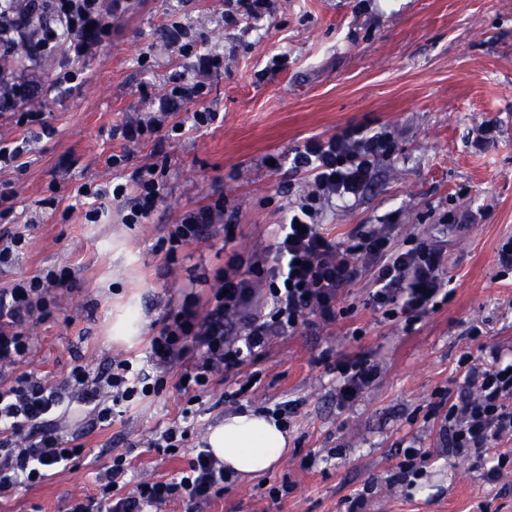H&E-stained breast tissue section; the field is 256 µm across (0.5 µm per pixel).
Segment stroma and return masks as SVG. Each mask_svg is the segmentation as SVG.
Wrapping results in <instances>:
<instances>
[{
  "instance_id": "obj_1",
  "label": "stroma",
  "mask_w": 512,
  "mask_h": 512,
  "mask_svg": "<svg viewBox=\"0 0 512 512\" xmlns=\"http://www.w3.org/2000/svg\"><path fill=\"white\" fill-rule=\"evenodd\" d=\"M176 21L199 53L224 57L206 97L221 118L132 147L133 168L168 157V195L145 223H125L116 201L99 223H88L73 192L111 179L107 160L122 142L109 130L150 111L151 95L182 71L181 47L167 33ZM278 54L288 65L275 72ZM35 66L43 77L33 103L56 133L31 132L23 170L0 171V182L17 191L15 223L33 225L0 287L66 266L78 289L59 291L53 316L31 328L37 352L0 369V382L22 371L56 383L75 364L95 368L141 353L184 293L210 297L231 253L266 254L307 190L290 157L309 138L346 128L391 134L394 148L376 161L359 197L324 211L326 233L343 241L359 225L385 224L399 246L412 235L441 242L448 299L407 331L373 311L368 281L360 279L344 301L349 314L273 334L239 374L199 393L194 433L178 457L146 446L187 405L172 371L157 396L112 425L85 430L84 455L72 468L0 495V512H70L77 499L100 497L97 474L119 454L130 464L122 495L144 480L179 479L225 415L289 400L300 407L278 466L235 482L209 504L182 498L159 512H512V472L496 482L484 477L494 452L448 456L439 440L440 403L460 389L461 356L482 364L496 345L512 358V271L496 263L512 237V0H272L270 16L247 30L225 19L224 0H128L111 41L84 61L78 86L52 91L55 60ZM483 125L492 130L486 140L478 136ZM220 196L223 228L167 259V225ZM50 197L57 211L44 206ZM129 310L141 318L139 331L117 338ZM360 354L380 375L356 404L339 409L336 363ZM251 374L256 386L240 392ZM410 445L428 454L412 485L395 478L400 450ZM310 453L317 463L306 471L300 462ZM286 481L294 491L273 498L271 489Z\"/></svg>"
}]
</instances>
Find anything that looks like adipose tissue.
I'll use <instances>...</instances> for the list:
<instances>
[{"label": "adipose tissue", "instance_id": "ef3b65f1", "mask_svg": "<svg viewBox=\"0 0 512 512\" xmlns=\"http://www.w3.org/2000/svg\"><path fill=\"white\" fill-rule=\"evenodd\" d=\"M212 453L238 477L249 479L272 470L288 454V431L274 419L249 411L225 416L211 428Z\"/></svg>", "mask_w": 512, "mask_h": 512}]
</instances>
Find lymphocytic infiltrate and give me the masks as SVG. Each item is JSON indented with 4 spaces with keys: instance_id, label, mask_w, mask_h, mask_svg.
Listing matches in <instances>:
<instances>
[{
    "instance_id": "1",
    "label": "lymphocytic infiltrate",
    "mask_w": 512,
    "mask_h": 512,
    "mask_svg": "<svg viewBox=\"0 0 512 512\" xmlns=\"http://www.w3.org/2000/svg\"><path fill=\"white\" fill-rule=\"evenodd\" d=\"M124 8L125 0H0V50L12 51L29 27H38L41 54L58 62L54 87L71 90L78 84L84 59L109 40L112 19ZM29 85L27 69H0L5 89L0 111L13 112L18 130L13 139H0V164L17 170L28 152L25 130L38 124L43 135L55 133L45 125L40 109L17 107L18 96L27 94ZM205 95L203 82L173 79L155 99V115L113 127V137L122 139L126 149L108 159L115 182H89L78 192L88 222L99 221L107 199L126 203L125 223L140 224L148 218L163 200L166 184L150 167L128 169V148L139 144L145 133L159 132L162 115L179 104L196 103V110L185 117L192 129L210 126L219 115L203 106ZM390 149L391 140L383 133L366 137L346 130L325 140L310 138L292 158L293 168L309 178L307 192L289 210L265 259L230 256V273L212 289L207 304L187 294L151 336L144 358L115 357L96 370L78 365L56 385L26 372L0 384V492L40 485L52 469L80 458L82 444L58 428L71 404L82 406L87 424L111 425L130 406L159 394L165 371L179 363L187 390H205L216 376L240 369L264 350L270 333L335 321L346 287L360 277L369 279L373 309L405 329L435 310L445 286L442 249L421 238L410 248L396 247L384 228L376 226L358 227L341 242L329 238L318 222L325 201L360 195L375 159ZM223 215L220 198L184 212L168 230L169 251L205 236ZM68 274L65 268H44L0 288V367L33 352L36 343L28 326L50 317L55 289L74 285ZM262 283L268 294L261 300L257 291ZM490 355L482 366L472 364L467 355L459 362L465 370L464 389L449 402L441 426L449 455L483 451L501 439H512V361L501 360L495 348ZM336 370V404L341 408L353 403L376 377L375 366L364 355L337 363ZM228 480L223 463L202 448L179 480L141 482L134 495H112L106 512H147L182 497L207 502L223 492Z\"/></svg>"
}]
</instances>
